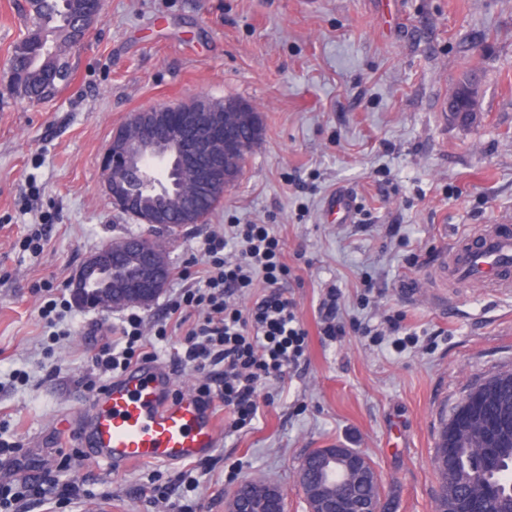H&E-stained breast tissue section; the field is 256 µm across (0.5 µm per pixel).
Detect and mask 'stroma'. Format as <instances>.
<instances>
[{
	"label": "stroma",
	"mask_w": 512,
	"mask_h": 512,
	"mask_svg": "<svg viewBox=\"0 0 512 512\" xmlns=\"http://www.w3.org/2000/svg\"><path fill=\"white\" fill-rule=\"evenodd\" d=\"M25 9L0 0V481L48 472L79 495H26L8 512H225L255 477L306 512L301 461L339 443L380 471L386 512H434L444 424L474 385L512 372V291L445 271L456 239L512 215V0H103L69 54L70 82L34 104L3 79ZM472 64L480 114L464 125L448 94ZM200 95L249 106L262 136L202 223L149 229L114 206L103 157L132 113ZM339 189L360 208L353 223L325 214ZM249 223L282 242V291L309 331L303 368L261 389L254 428L228 432L214 409L206 461L116 469L75 448L77 419L112 381L92 360L127 315L80 305L79 267L133 234L164 242L171 275L138 312L157 363L190 391L201 375L175 365L183 332L167 309L195 286L204 238ZM331 286L336 340L319 333ZM395 320L411 338L402 350ZM156 487L171 498L152 500Z\"/></svg>",
	"instance_id": "35a3bbf8"
}]
</instances>
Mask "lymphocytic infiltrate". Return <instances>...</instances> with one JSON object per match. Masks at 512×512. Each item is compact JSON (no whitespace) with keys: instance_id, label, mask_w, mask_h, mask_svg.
<instances>
[{"instance_id":"obj_1","label":"lymphocytic infiltrate","mask_w":512,"mask_h":512,"mask_svg":"<svg viewBox=\"0 0 512 512\" xmlns=\"http://www.w3.org/2000/svg\"><path fill=\"white\" fill-rule=\"evenodd\" d=\"M281 255L282 244L266 224H238L228 236L210 234L204 243L201 287L182 289L170 308L174 315L186 309L198 313L185 329L176 362L206 371L196 393L205 401L223 403L231 432L250 428L256 420L259 385L284 380L306 352L309 332L299 319L298 304L278 289L288 272ZM259 283L263 294L250 307H240L238 297ZM153 356L142 319L132 313L120 342L104 343L93 364L104 373L124 371Z\"/></svg>"}]
</instances>
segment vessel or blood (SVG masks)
<instances>
[{"label":"vessel or blood","mask_w":512,"mask_h":512,"mask_svg":"<svg viewBox=\"0 0 512 512\" xmlns=\"http://www.w3.org/2000/svg\"><path fill=\"white\" fill-rule=\"evenodd\" d=\"M337 223H351L354 198L339 193L328 202ZM448 277L494 291L512 289V216L459 238L448 251ZM218 429L209 406L191 393H174L155 361L132 367L92 403L77 445L112 466L177 464L207 457Z\"/></svg>","instance_id":"vessel-or-blood-1"}]
</instances>
